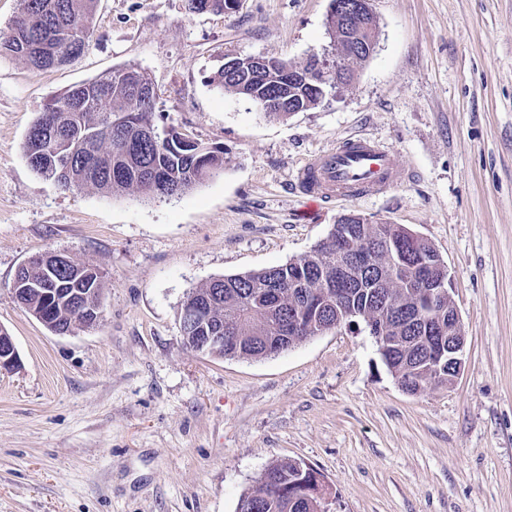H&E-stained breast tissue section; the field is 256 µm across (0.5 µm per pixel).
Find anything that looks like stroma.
<instances>
[{"label":"stroma","mask_w":512,"mask_h":512,"mask_svg":"<svg viewBox=\"0 0 512 512\" xmlns=\"http://www.w3.org/2000/svg\"><path fill=\"white\" fill-rule=\"evenodd\" d=\"M330 0H98L83 54L37 71L0 55V512H236L272 463L333 488L331 512H512V0H371L378 43L336 99L285 119L210 84L225 56L332 49ZM144 71L165 124L224 148V172L172 197L64 190L25 135L49 99ZM363 135L408 180L302 221L311 156ZM425 238L454 281L465 369L409 394L368 331L340 326L262 358L183 343L190 291L307 255L342 214ZM104 274L98 326L58 335L17 303L30 257ZM19 365V355L13 339L6 332L0 333V372L13 371Z\"/></svg>","instance_id":"1"}]
</instances>
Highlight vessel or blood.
<instances>
[{"label": "vessel or blood", "mask_w": 512, "mask_h": 512, "mask_svg": "<svg viewBox=\"0 0 512 512\" xmlns=\"http://www.w3.org/2000/svg\"><path fill=\"white\" fill-rule=\"evenodd\" d=\"M408 176L389 149L362 136L346 138L298 170L296 189L304 202L302 216L314 219L325 203L336 199L382 194Z\"/></svg>", "instance_id": "obj_1"}]
</instances>
